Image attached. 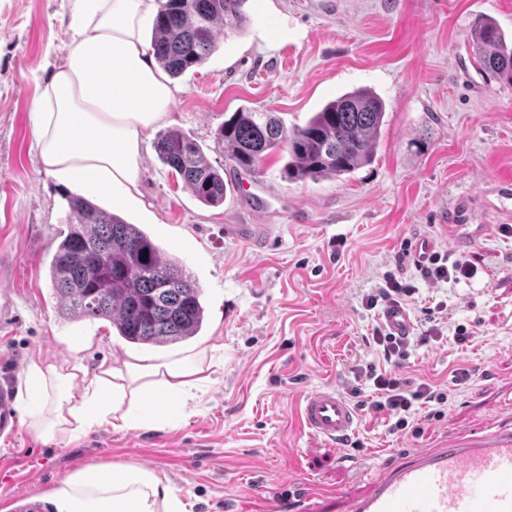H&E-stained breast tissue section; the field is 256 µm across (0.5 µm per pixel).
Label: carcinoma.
Returning <instances> with one entry per match:
<instances>
[{
	"label": "carcinoma",
	"instance_id": "obj_1",
	"mask_svg": "<svg viewBox=\"0 0 512 512\" xmlns=\"http://www.w3.org/2000/svg\"><path fill=\"white\" fill-rule=\"evenodd\" d=\"M246 2L160 0L152 52L162 70L177 78L205 63L218 46L217 26L237 25ZM474 46L481 68L512 86V43L494 20L475 22ZM384 117V102L358 90L289 130L269 112L242 109L224 120L216 140L239 169L257 172L268 156L284 150L285 179L316 181L372 162ZM155 149L200 202L224 203V170L210 163L196 140L169 130L157 137ZM65 200L67 230L49 269L65 318L108 320L136 345L164 347L198 336L205 308L182 263L119 214L78 195L67 193Z\"/></svg>",
	"mask_w": 512,
	"mask_h": 512
}]
</instances>
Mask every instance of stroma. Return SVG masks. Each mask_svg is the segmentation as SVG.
<instances>
[{
  "label": "stroma",
  "instance_id": "35a3bbf8",
  "mask_svg": "<svg viewBox=\"0 0 512 512\" xmlns=\"http://www.w3.org/2000/svg\"><path fill=\"white\" fill-rule=\"evenodd\" d=\"M242 23L218 27V48L175 78L164 129L196 140L224 170V202H199L145 136L139 197L91 201L141 226L178 259L201 292L199 336L168 347L124 341L104 319L64 320L49 278L66 228L64 189L41 172L32 102L67 55L72 0H0V386L25 392L34 361L167 359L223 343L210 380L174 425L93 427L45 442L17 425L0 435V512H56L49 488L76 466L137 462L164 472L187 512H266L267 499L306 482L365 485L416 448L512 424V87L482 70L474 21L492 18L512 39V0H247ZM365 89L385 104L374 160L341 177L282 178L284 158L238 169L216 144L225 117L244 108L304 125L328 102ZM265 224L261 244L224 235ZM452 224H486L454 249ZM470 260L458 283L422 278L411 252ZM395 275L413 287L408 358L385 362L372 340L379 310L365 296ZM438 337L421 343L426 309ZM466 328L470 338L454 336ZM445 392L442 418L420 407L415 430L392 431L370 368ZM467 372L462 384L454 375ZM359 388V424L347 445L302 432L299 397L324 384Z\"/></svg>",
  "mask_w": 512,
  "mask_h": 512
}]
</instances>
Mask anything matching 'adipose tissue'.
<instances>
[{
    "label": "adipose tissue",
    "mask_w": 512,
    "mask_h": 512,
    "mask_svg": "<svg viewBox=\"0 0 512 512\" xmlns=\"http://www.w3.org/2000/svg\"><path fill=\"white\" fill-rule=\"evenodd\" d=\"M66 60L33 105L35 151L45 175L75 190L131 198L138 191L144 136L168 115L177 90L157 68L142 36L159 0H74ZM210 349L175 360L113 359L88 373L79 363L40 361L26 371L24 425L37 437L76 438L95 426L171 425L163 401L189 404L209 381ZM155 404L143 418L145 404ZM56 512H185L167 476L138 463L97 464L58 480Z\"/></svg>",
    "instance_id": "obj_1"
}]
</instances>
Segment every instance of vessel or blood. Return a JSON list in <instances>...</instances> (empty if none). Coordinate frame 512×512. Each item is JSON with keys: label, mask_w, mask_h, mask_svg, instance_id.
<instances>
[{"label": "vessel or blood", "mask_w": 512, "mask_h": 512, "mask_svg": "<svg viewBox=\"0 0 512 512\" xmlns=\"http://www.w3.org/2000/svg\"><path fill=\"white\" fill-rule=\"evenodd\" d=\"M486 230L483 224H455L450 238L464 249ZM380 319L392 335L413 332L404 306L385 308ZM358 418L351 402L330 385L307 392L297 412L303 431L330 444L354 435ZM15 423L12 393L1 387L0 433H12ZM331 497L342 503V512H512V427L468 442L452 439L437 448L415 449L406 462L380 470L362 492H331L310 484L300 495L274 499L272 512H315L319 501Z\"/></svg>", "instance_id": "obj_1"}]
</instances>
